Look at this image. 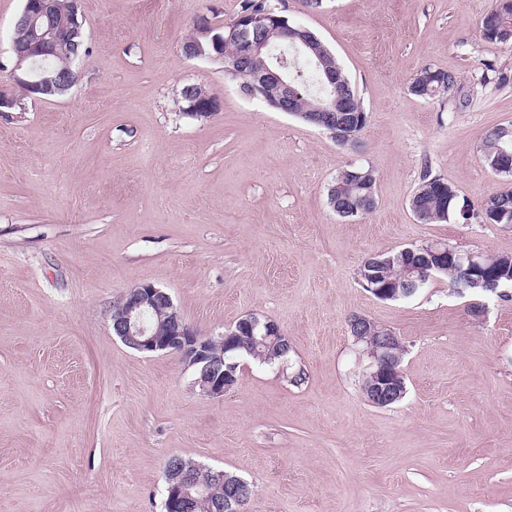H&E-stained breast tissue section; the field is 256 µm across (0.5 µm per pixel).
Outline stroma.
<instances>
[{
	"label": "stroma",
	"mask_w": 512,
	"mask_h": 512,
	"mask_svg": "<svg viewBox=\"0 0 512 512\" xmlns=\"http://www.w3.org/2000/svg\"><path fill=\"white\" fill-rule=\"evenodd\" d=\"M238 2L82 0L79 82L0 112V512H163L174 455L246 480L250 512H512V288L476 317L441 278L397 301L359 281L369 255L435 240L512 256V225L409 205L426 171L474 206L512 186L481 153L512 123V43L479 32L491 0H271L361 96L354 150L183 55L197 16ZM428 66L459 75L454 101L410 92ZM187 84L217 99L209 118L179 112ZM351 163L377 174L357 219L327 200ZM143 282L203 336L274 320L287 364L242 360L232 391L201 394L175 355L113 336ZM354 314L404 341L400 403L365 400Z\"/></svg>",
	"instance_id": "35a3bbf8"
}]
</instances>
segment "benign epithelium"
<instances>
[{"label": "benign epithelium", "mask_w": 512, "mask_h": 512, "mask_svg": "<svg viewBox=\"0 0 512 512\" xmlns=\"http://www.w3.org/2000/svg\"><path fill=\"white\" fill-rule=\"evenodd\" d=\"M54 3L55 0H25L23 21L14 26L10 37V53L16 57L13 83L40 86L50 93L55 91L58 78L44 70V64L55 55L57 45L79 26L75 13L59 26L38 24L40 18L54 11ZM272 37L291 43L295 55L304 56L308 64L319 70L324 93L315 97L306 110L297 108L300 95L288 80L285 59H277L275 65L251 67ZM227 42L235 43L236 50L224 56V78L230 81L243 78L239 88L245 97L302 118L319 129L323 127L338 144L349 145L342 129L353 123V100L333 63V56L310 28L292 25L276 8L263 6L240 14L229 26ZM450 262L468 268L480 266L479 255L439 244L428 249L427 261L410 266V281L425 284L447 270ZM110 321L113 333L128 347L143 353L178 355L183 369L192 371L193 385L213 398L222 397L234 388L240 367L236 361H225L224 350L216 349L215 342L225 344L230 339L247 338L263 347L261 355L266 360L279 358L289 347L288 336L281 327L270 319H260L255 313L244 315L222 336H202L186 323L171 296L150 282L138 284L114 303ZM348 327L354 343L368 359L366 400L374 406L400 401L406 394V384L393 356L396 351L405 352L402 338L386 327L383 337L376 336L378 324L365 315L351 316ZM164 476L170 512H183L189 500L195 503L207 500L213 485H224V504L219 506L222 512H247L253 494V489L241 478L199 463L188 467L179 456L168 459Z\"/></svg>", "instance_id": "obj_1"}]
</instances>
